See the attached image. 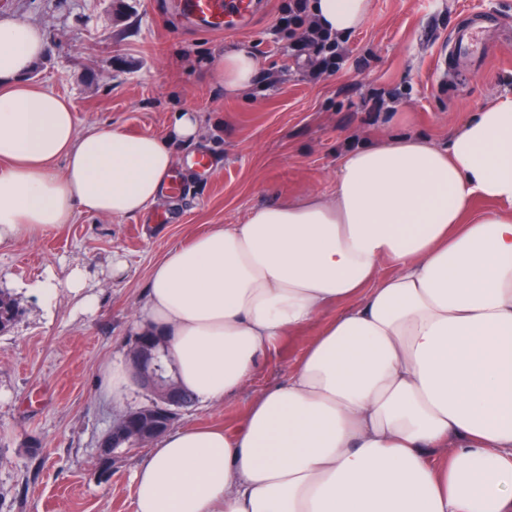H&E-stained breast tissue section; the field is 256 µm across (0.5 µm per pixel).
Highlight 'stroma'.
Returning <instances> with one entry per match:
<instances>
[{
	"label": "stroma",
	"mask_w": 512,
	"mask_h": 512,
	"mask_svg": "<svg viewBox=\"0 0 512 512\" xmlns=\"http://www.w3.org/2000/svg\"><path fill=\"white\" fill-rule=\"evenodd\" d=\"M259 2L253 24L224 34L199 28L176 0H0V17L45 29L46 51L30 77L70 100L78 128L113 123L164 137L184 109L202 122L198 143L173 147L180 194L155 210L81 216L0 246V289L19 309L0 334V512H134L132 475L147 447L117 450L106 477L96 457L114 416L146 395L135 388L105 402L104 368L127 354L141 294L168 250L211 226L241 223L254 207L330 192L346 147L406 133L442 147L465 117L512 94V0H370L367 20L346 38L341 70L315 84L304 79L305 59L274 40L279 0ZM475 12L490 36L488 57L441 79L449 31ZM239 44L260 67L250 92L229 97L213 63ZM116 254L126 263L117 275ZM76 263L96 295L93 310L63 291L49 305L31 294L46 271L61 279ZM316 332L284 335L252 381L220 403L183 410L177 426L236 427L264 388L287 379ZM33 440L35 456L26 450Z\"/></svg>",
	"instance_id": "stroma-1"
}]
</instances>
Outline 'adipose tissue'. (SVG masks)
<instances>
[{
	"label": "adipose tissue",
	"instance_id": "adipose-tissue-1",
	"mask_svg": "<svg viewBox=\"0 0 512 512\" xmlns=\"http://www.w3.org/2000/svg\"><path fill=\"white\" fill-rule=\"evenodd\" d=\"M310 8L343 37L370 0ZM45 48L40 26L0 18V246L152 209L173 143L201 135L190 110L164 138L78 129L69 102L27 78ZM258 67L237 46L215 80L235 96ZM476 199L492 209L469 216ZM61 287L93 307L80 265L33 285L48 302ZM141 312L201 404L252 380L285 332L318 331L240 426L164 434L133 472L134 512H512V95L447 147L405 134L346 149L330 193L172 249Z\"/></svg>",
	"mask_w": 512,
	"mask_h": 512
}]
</instances>
